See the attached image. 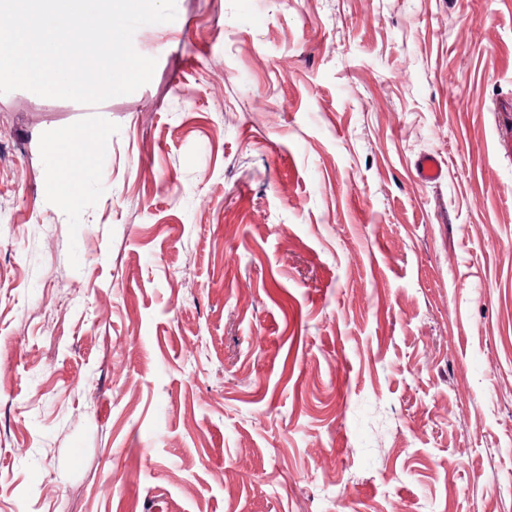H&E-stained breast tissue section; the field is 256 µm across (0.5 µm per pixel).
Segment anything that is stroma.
Masks as SVG:
<instances>
[{"label":"stroma","mask_w":512,"mask_h":512,"mask_svg":"<svg viewBox=\"0 0 512 512\" xmlns=\"http://www.w3.org/2000/svg\"><path fill=\"white\" fill-rule=\"evenodd\" d=\"M176 11L0 95V512H512V0ZM512 111L499 114L497 150L499 153L512 155ZM81 134V135H80ZM87 139L82 133H77L72 130H65L57 132L53 136L52 144L54 149L65 156L67 160L88 159L83 152L82 147L85 145ZM416 171L423 182L439 181L444 174L440 161L434 155H423L416 162Z\"/></svg>","instance_id":"1"}]
</instances>
